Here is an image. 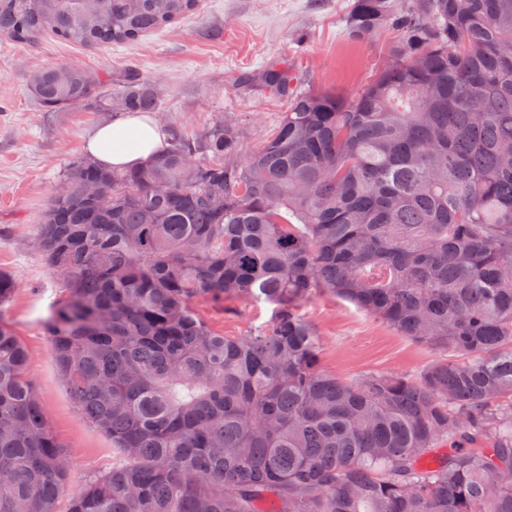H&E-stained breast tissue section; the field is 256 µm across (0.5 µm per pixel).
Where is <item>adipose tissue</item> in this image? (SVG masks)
<instances>
[{
    "label": "adipose tissue",
    "mask_w": 512,
    "mask_h": 512,
    "mask_svg": "<svg viewBox=\"0 0 512 512\" xmlns=\"http://www.w3.org/2000/svg\"><path fill=\"white\" fill-rule=\"evenodd\" d=\"M166 134L156 120L129 112L91 131L86 139L88 156L107 169H135L150 165L163 151Z\"/></svg>",
    "instance_id": "obj_1"
}]
</instances>
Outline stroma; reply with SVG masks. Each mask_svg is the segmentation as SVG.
I'll return each mask as SVG.
<instances>
[{
    "label": "stroma",
    "instance_id": "1",
    "mask_svg": "<svg viewBox=\"0 0 512 512\" xmlns=\"http://www.w3.org/2000/svg\"><path fill=\"white\" fill-rule=\"evenodd\" d=\"M352 0H201L198 11L138 42L92 49L45 35L37 43L0 41V271L17 288L0 318L31 353L28 373L43 412L68 448L73 488L109 470L116 453L109 438L80 419L60 385L44 319L60 283L33 248L36 228L53 188L76 160L85 158L87 135L115 112L79 105L46 112L33 98L30 75L71 64L106 78L103 96H115L127 74L151 82L160 101L154 117L163 130L199 133L216 123L242 131V149L259 147L273 133L285 100L260 86L243 88L241 73L257 74L287 62L302 86L346 98L375 76L394 47L398 30L387 26L349 37L343 17ZM211 327L230 336L268 320L273 307L241 298L193 302ZM319 333L322 365L355 379L369 372L414 374L435 357L430 348L398 335L355 305L317 294L298 305Z\"/></svg>",
    "mask_w": 512,
    "mask_h": 512
}]
</instances>
